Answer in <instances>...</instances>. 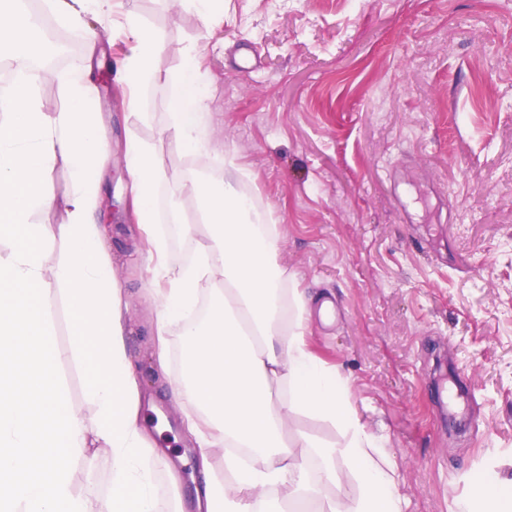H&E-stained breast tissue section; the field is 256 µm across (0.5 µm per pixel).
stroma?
<instances>
[{"label":"stroma","mask_w":512,"mask_h":512,"mask_svg":"<svg viewBox=\"0 0 512 512\" xmlns=\"http://www.w3.org/2000/svg\"><path fill=\"white\" fill-rule=\"evenodd\" d=\"M120 9L162 37L166 69L206 44L212 147L255 173L246 188L280 226L279 263L333 302L334 317L311 314L307 341L383 436L404 512H456L474 479L512 478V0H224L217 26L172 0ZM89 23L95 46L56 69H93L112 144L105 246L128 303L141 417L189 492L187 405L163 393L180 345L159 369L123 154L136 134L169 171L196 165L160 136L174 85L141 87L130 109L114 69L131 45L107 19ZM45 306L70 407L92 418L67 300L57 292ZM74 490L110 512L106 448L76 458Z\"/></svg>","instance_id":"35a3bbf8"}]
</instances>
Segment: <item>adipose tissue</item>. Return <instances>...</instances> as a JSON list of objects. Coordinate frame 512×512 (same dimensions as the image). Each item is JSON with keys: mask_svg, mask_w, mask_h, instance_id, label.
<instances>
[{"mask_svg": "<svg viewBox=\"0 0 512 512\" xmlns=\"http://www.w3.org/2000/svg\"><path fill=\"white\" fill-rule=\"evenodd\" d=\"M105 2L54 0V9L93 44L97 33L87 19L103 14ZM124 26L136 50L121 62L117 82L133 107L141 86L154 79L178 87L166 104L163 134L199 166L197 174L178 177L179 199L162 225L156 198L169 174L154 146L134 136L124 155L130 211L149 245L156 358L166 366L170 343L179 339L183 371L169 389L188 399L185 427L201 481L189 497L172 482L165 504L156 494L155 467L171 461L141 423L123 299L97 218L100 171L112 145L94 108L89 72L63 76L69 106L51 113L34 87L53 73L40 70L0 95V240L9 244L0 251V512H93L73 490L72 461L98 443L112 455V512H290L307 501L320 502V512H403L382 436L360 422L347 385L308 346L310 299L278 262L281 235L269 211L242 190L253 173L210 148L208 105L197 92L199 49L188 48L185 66L167 72L160 37L135 15H126ZM35 30L19 0L0 6V48L14 63L32 62ZM61 156L72 178L63 197L51 182ZM184 198L202 210L203 225L183 220ZM57 210L66 212V223L51 222ZM170 226L193 242L190 261L169 260ZM57 246L61 259L47 265V252ZM58 290L71 315L70 353L91 365L90 426L70 409L56 377L59 353L44 300ZM303 416L329 423L339 441L327 444L298 429ZM345 475L360 492L342 507L323 489ZM280 488L286 497L273 498ZM482 504L488 512H512V484L476 480L457 509L476 512Z\"/></svg>", "mask_w": 512, "mask_h": 512, "instance_id": "adipose-tissue-1", "label": "adipose tissue"}]
</instances>
